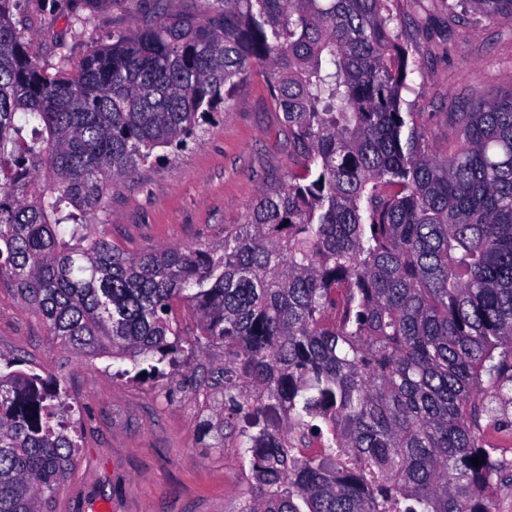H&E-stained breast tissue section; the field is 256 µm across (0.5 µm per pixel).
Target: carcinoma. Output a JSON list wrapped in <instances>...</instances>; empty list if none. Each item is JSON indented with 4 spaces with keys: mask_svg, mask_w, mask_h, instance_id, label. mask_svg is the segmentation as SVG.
I'll return each mask as SVG.
<instances>
[{
    "mask_svg": "<svg viewBox=\"0 0 512 512\" xmlns=\"http://www.w3.org/2000/svg\"><path fill=\"white\" fill-rule=\"evenodd\" d=\"M0 0V280L81 357L173 365L224 347L241 512H495L512 458V91L452 112L448 156L402 92L395 0H211L49 72ZM116 0H70V18ZM512 20V0H453ZM302 172L221 245L129 254L93 229L109 183L181 151L253 65ZM181 302L196 320L183 335ZM0 371V512H49L77 444L50 377ZM202 435L224 446V417ZM319 437L323 453L303 449ZM479 458L480 465L471 459Z\"/></svg>",
    "mask_w": 512,
    "mask_h": 512,
    "instance_id": "cac0c4a2",
    "label": "carcinoma"
}]
</instances>
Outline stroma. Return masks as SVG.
I'll return each mask as SVG.
<instances>
[{
    "mask_svg": "<svg viewBox=\"0 0 512 512\" xmlns=\"http://www.w3.org/2000/svg\"><path fill=\"white\" fill-rule=\"evenodd\" d=\"M403 41L420 66L405 97L422 116L429 142L448 153V115L464 101L512 90V22L471 16L459 24L448 0H399ZM205 0H116L88 23H69L68 0H21L17 30L49 70L77 68L91 46L163 18L197 17ZM269 96L264 66L233 92L226 111L205 124L185 150L150 159L112 180L100 220L113 244L131 254L163 246L215 245L245 223L260 191L298 171ZM0 354L57 378L74 408L79 453L57 491L54 512H240L251 484L238 430L212 447L200 431L222 402L213 372L215 346L184 353L159 375H118V362L76 358L0 282Z\"/></svg>",
    "mask_w": 512,
    "mask_h": 512,
    "instance_id": "1",
    "label": "stroma"
}]
</instances>
